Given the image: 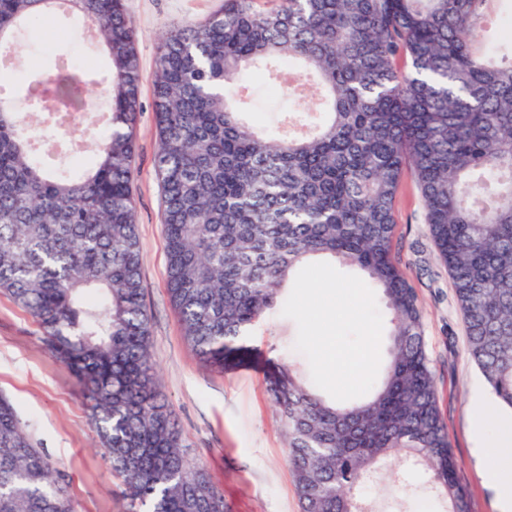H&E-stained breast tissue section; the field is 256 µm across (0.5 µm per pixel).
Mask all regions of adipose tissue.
I'll return each mask as SVG.
<instances>
[{"instance_id":"1","label":"adipose tissue","mask_w":512,"mask_h":512,"mask_svg":"<svg viewBox=\"0 0 512 512\" xmlns=\"http://www.w3.org/2000/svg\"><path fill=\"white\" fill-rule=\"evenodd\" d=\"M474 424L477 440L492 451L490 467L498 489L499 512H512V419L480 410Z\"/></svg>"}]
</instances>
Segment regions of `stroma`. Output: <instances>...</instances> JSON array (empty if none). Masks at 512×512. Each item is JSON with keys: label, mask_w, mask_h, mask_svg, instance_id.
<instances>
[{"label": "stroma", "mask_w": 512, "mask_h": 512, "mask_svg": "<svg viewBox=\"0 0 512 512\" xmlns=\"http://www.w3.org/2000/svg\"><path fill=\"white\" fill-rule=\"evenodd\" d=\"M223 3L125 0L137 29L141 70L134 194L151 356L162 394L183 429L187 455L221 487L228 512H299L287 442L265 375L290 360L323 394L357 397L374 374L358 370L354 359L367 350L374 365H381L388 327L380 298L362 274L320 261L299 272L281 304L244 339L250 351L247 363L220 372L186 343L166 286L152 84L161 33L201 20ZM396 224L393 252L417 295L457 477L469 492L471 512H498L490 473L474 451L471 425L473 388L483 376L470 357L452 279L437 254L419 188L409 174L399 187ZM1 394L12 401L34 442L63 474L77 512H127L121 480L99 444L76 378L51 354L40 326L0 291ZM365 494L373 512L445 510L442 498L428 486L406 485L396 462L381 471Z\"/></svg>", "instance_id": "stroma-1"}]
</instances>
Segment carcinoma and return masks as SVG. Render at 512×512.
<instances>
[{
    "instance_id": "carcinoma-1",
    "label": "carcinoma",
    "mask_w": 512,
    "mask_h": 512,
    "mask_svg": "<svg viewBox=\"0 0 512 512\" xmlns=\"http://www.w3.org/2000/svg\"><path fill=\"white\" fill-rule=\"evenodd\" d=\"M224 0L162 36L153 82L155 172L163 201L167 288L183 335L217 371L282 299L299 269L331 260L365 275L390 316L389 356L368 396L339 404L301 372L268 379L288 443L300 512H361V491L394 456L448 512H470L421 330L414 289L393 254L405 170L448 267L469 351L512 408V30L504 0ZM47 13L94 42L110 112L80 172L60 152L47 101H0V290L44 331L75 374L125 486L129 512H226L224 493L190 461L161 399L135 224L136 30L123 0H0V57ZM498 30L488 42L485 32ZM42 84L79 109L94 61L72 58ZM255 82L294 106L282 134L246 122ZM0 512H75L62 478L0 395Z\"/></svg>"
}]
</instances>
